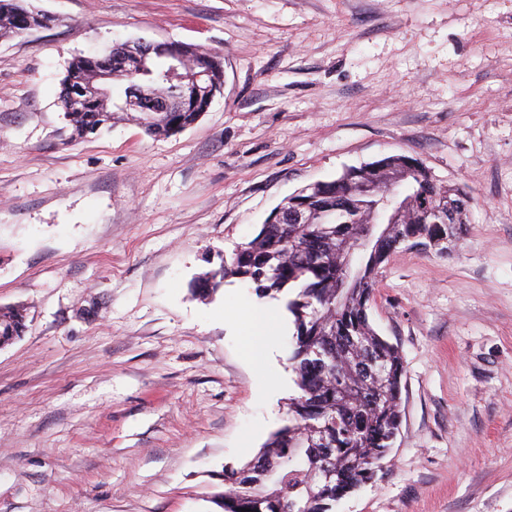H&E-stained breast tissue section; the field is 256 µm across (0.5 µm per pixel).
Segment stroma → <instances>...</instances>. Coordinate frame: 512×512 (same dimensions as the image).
I'll use <instances>...</instances> for the list:
<instances>
[{"instance_id":"1","label":"stroma","mask_w":512,"mask_h":512,"mask_svg":"<svg viewBox=\"0 0 512 512\" xmlns=\"http://www.w3.org/2000/svg\"><path fill=\"white\" fill-rule=\"evenodd\" d=\"M0 36V512H216L295 393L281 303L230 260L288 196L402 154L472 202L445 254L398 246L369 315L402 423L334 512H512V0H25ZM222 62L192 126L71 140L61 81L116 42ZM273 326L264 360L224 321ZM22 0H0V30L22 33L27 27H45V14L25 7ZM24 309L18 306L0 308V336L20 338L25 330Z\"/></svg>"}]
</instances>
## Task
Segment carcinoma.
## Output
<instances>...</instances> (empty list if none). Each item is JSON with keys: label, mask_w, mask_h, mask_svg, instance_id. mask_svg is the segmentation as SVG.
<instances>
[{"label": "carcinoma", "mask_w": 512, "mask_h": 512, "mask_svg": "<svg viewBox=\"0 0 512 512\" xmlns=\"http://www.w3.org/2000/svg\"><path fill=\"white\" fill-rule=\"evenodd\" d=\"M45 14L22 0H0V30L22 33L40 27ZM120 45L102 57H77L66 70L61 103L97 70L115 66ZM146 59L139 75L141 88L155 100L188 92L165 78L166 51L144 46ZM221 64L208 51L185 48L184 72ZM112 100L92 97L80 111H67L74 138L95 134L112 120ZM207 110L203 104L180 112L130 116L151 136H166L195 123ZM404 155L347 169L338 179L318 182L288 198L307 203L310 224H272L234 253L231 265L199 276L193 291L202 299L216 294L228 277L245 279L260 297L284 300L295 332L288 358L298 389L288 403L287 423L272 432L259 451L239 468L224 470V491L216 505L222 512H333L338 500L373 478L372 460L392 447L401 422L402 356L369 321L368 303L376 274L389 254L412 242L428 247L433 239L456 242L470 202L454 208L452 188L428 173H417L406 188L411 199L405 219L383 239L357 243L362 226L376 223L384 205L378 196L363 195L360 184L384 181L388 169ZM359 253L353 286L338 289L345 272L339 249ZM24 309L0 308V336H22Z\"/></svg>", "instance_id": "1"}]
</instances>
